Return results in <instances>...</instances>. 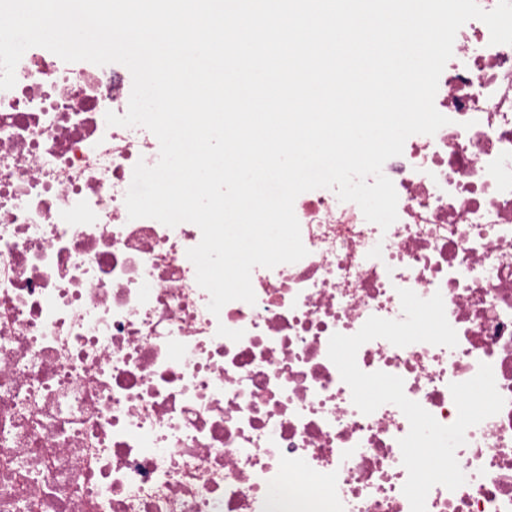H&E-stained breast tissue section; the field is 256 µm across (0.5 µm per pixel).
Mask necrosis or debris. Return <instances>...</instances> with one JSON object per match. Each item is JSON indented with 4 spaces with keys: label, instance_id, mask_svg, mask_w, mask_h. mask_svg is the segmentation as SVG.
I'll return each instance as SVG.
<instances>
[{
    "label": "necrosis or debris",
    "instance_id": "4bbe7bcc",
    "mask_svg": "<svg viewBox=\"0 0 512 512\" xmlns=\"http://www.w3.org/2000/svg\"><path fill=\"white\" fill-rule=\"evenodd\" d=\"M0 90V512H410L395 405L361 413L332 334L441 293L456 347L363 344L444 425L450 383L490 364L501 411L466 432V476L427 512H512V45L466 22L438 83L448 125L384 174L388 229L322 188L294 212L308 254L254 268L255 304L208 309L187 251L198 226L129 219L148 129L122 64L28 49Z\"/></svg>",
    "mask_w": 512,
    "mask_h": 512
}]
</instances>
